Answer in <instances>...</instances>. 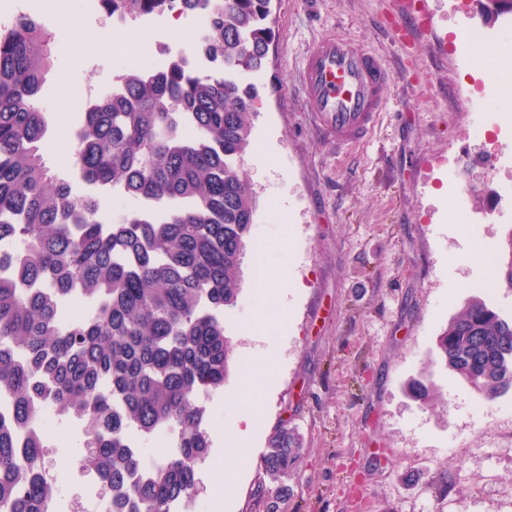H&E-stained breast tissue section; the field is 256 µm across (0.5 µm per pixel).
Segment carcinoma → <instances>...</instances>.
Masks as SVG:
<instances>
[{
  "label": "carcinoma",
  "mask_w": 512,
  "mask_h": 512,
  "mask_svg": "<svg viewBox=\"0 0 512 512\" xmlns=\"http://www.w3.org/2000/svg\"><path fill=\"white\" fill-rule=\"evenodd\" d=\"M171 0H100L110 15H162ZM205 17L198 51L160 72L133 68L118 89L88 101L74 134L73 168L97 189L161 204L118 219L95 196L73 193L44 156L51 115L42 98L54 45L44 22L19 15L0 27V238L24 244L0 279V512H49L56 484L42 479L44 444L27 437L46 407L83 424L81 469L112 485V512H177L199 492L210 440L205 400L224 388L235 343L224 318L237 304L256 211L238 165L256 111L239 73L270 52L272 0H182ZM512 288V232L498 266ZM37 287L26 288L24 284ZM88 317L68 324L66 308ZM445 367L484 400L512 389V320L474 300L437 338ZM174 433L149 458L141 444ZM303 455L274 429L256 494L278 512Z\"/></svg>",
  "instance_id": "obj_1"
}]
</instances>
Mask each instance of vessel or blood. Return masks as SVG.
<instances>
[{"instance_id":"vessel-or-blood-1","label":"vessel or blood","mask_w":512,"mask_h":512,"mask_svg":"<svg viewBox=\"0 0 512 512\" xmlns=\"http://www.w3.org/2000/svg\"><path fill=\"white\" fill-rule=\"evenodd\" d=\"M305 102L316 134L342 149L365 140L378 125L391 83L385 60L356 41L328 32L300 65Z\"/></svg>"}]
</instances>
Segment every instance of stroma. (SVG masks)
<instances>
[{
  "instance_id": "obj_1",
  "label": "stroma",
  "mask_w": 512,
  "mask_h": 512,
  "mask_svg": "<svg viewBox=\"0 0 512 512\" xmlns=\"http://www.w3.org/2000/svg\"><path fill=\"white\" fill-rule=\"evenodd\" d=\"M430 20L410 51L386 31L406 0H272L274 42L261 71L243 75L259 108L240 167L258 208L241 293L226 319L237 367L206 402L207 431L234 437L247 396L254 430L239 439L246 466L229 487L201 490L181 512H265L255 488L279 423L304 454L280 512H512V389L483 402L440 363L436 340L471 300L512 319V290L496 285L512 231V72L481 61L468 32L496 49L512 15L480 0H420ZM56 57L45 99L78 125L105 77L158 57L160 43L196 40L193 21L167 18L113 37L93 53L97 14L46 19ZM348 35L391 69L386 110L363 143L336 152L314 133L299 63L326 32ZM480 103L467 112L461 99ZM492 245L478 257L476 246ZM292 282L281 293L282 281ZM278 315H271L270 304ZM284 324V335L273 332ZM265 385L251 394L249 375ZM424 378L432 403L412 397ZM236 437V436H235ZM238 447V448H239Z\"/></svg>"
}]
</instances>
